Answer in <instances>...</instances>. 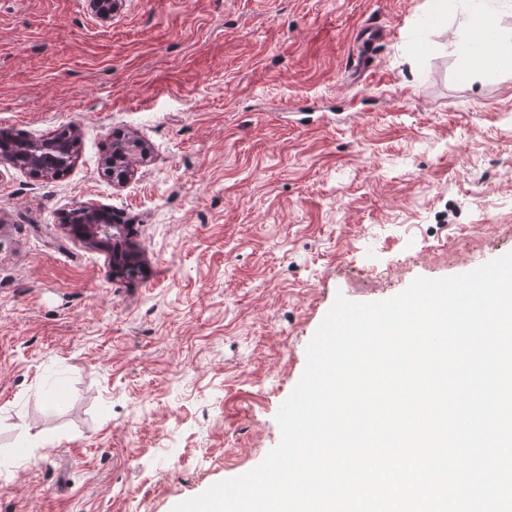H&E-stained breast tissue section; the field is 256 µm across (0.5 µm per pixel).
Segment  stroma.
Wrapping results in <instances>:
<instances>
[{
  "mask_svg": "<svg viewBox=\"0 0 512 512\" xmlns=\"http://www.w3.org/2000/svg\"><path fill=\"white\" fill-rule=\"evenodd\" d=\"M477 40L470 0H0V127L79 138L62 176L0 162V512H172L279 443L336 297L512 252V58L480 77ZM385 32L386 29L377 22H366L361 27L358 37L363 50L355 55L350 67L354 76L363 77L370 68L377 51L385 41ZM89 218V222L91 224L86 223V212L82 207H77L71 210L70 212V220L69 224L78 225L75 229L76 234L82 238L83 240L92 243L93 245L103 244L100 240V234L98 233V228H103V224H120L123 225L121 231L125 233L124 238L128 239L135 237L136 229L134 228V224H127L123 218L116 213H108L103 219V224H95L97 220L100 219V214L96 209L86 210ZM87 224V225H83ZM82 225V226H80ZM89 227H95L96 231H90ZM139 252L133 247L128 240L115 244V239H112V257H109V267L112 275L116 273L124 274L127 263L130 261L140 262Z\"/></svg>",
  "mask_w": 512,
  "mask_h": 512,
  "instance_id": "1",
  "label": "stroma"
}]
</instances>
